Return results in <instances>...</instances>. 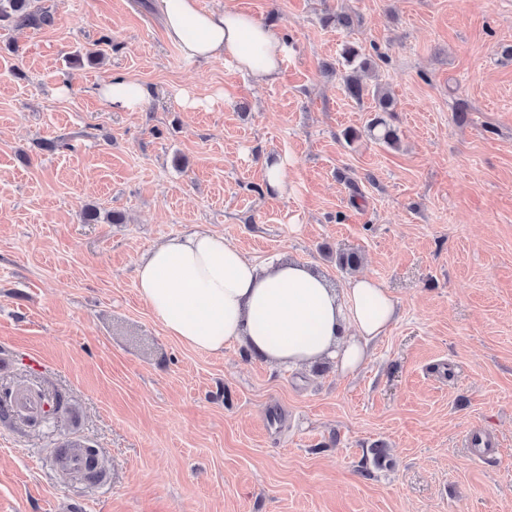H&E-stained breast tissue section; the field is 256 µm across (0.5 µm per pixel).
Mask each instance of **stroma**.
I'll use <instances>...</instances> for the list:
<instances>
[{
  "mask_svg": "<svg viewBox=\"0 0 512 512\" xmlns=\"http://www.w3.org/2000/svg\"><path fill=\"white\" fill-rule=\"evenodd\" d=\"M200 3L288 38L273 83L187 60L153 0H34L51 24L0 26V388L69 398L0 418V512H512V0ZM347 42L372 62L359 101ZM116 77L142 111L99 99ZM375 87L397 145L368 130ZM195 226L335 288L376 277L398 320L353 373L187 347L135 276ZM77 439L101 482L59 464ZM97 93L113 111L139 112L147 89L137 82L121 79L100 84ZM284 167L285 160L281 158L272 160L266 165L265 188L269 194L281 195L285 191Z\"/></svg>",
  "mask_w": 512,
  "mask_h": 512,
  "instance_id": "obj_1",
  "label": "stroma"
}]
</instances>
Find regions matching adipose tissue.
<instances>
[{"label": "adipose tissue", "mask_w": 512, "mask_h": 512, "mask_svg": "<svg viewBox=\"0 0 512 512\" xmlns=\"http://www.w3.org/2000/svg\"><path fill=\"white\" fill-rule=\"evenodd\" d=\"M154 7L188 60L229 58L255 81L277 78L288 45L254 16L233 7L205 10L199 0H154ZM97 93L114 111L137 112L147 90L121 79ZM136 288L167 335L184 345L220 355L241 344L252 358L291 367L330 357L339 370L355 371L398 316L396 298L376 278L355 275L337 290L304 265L251 261L208 230L144 254Z\"/></svg>", "instance_id": "adipose-tissue-1"}]
</instances>
